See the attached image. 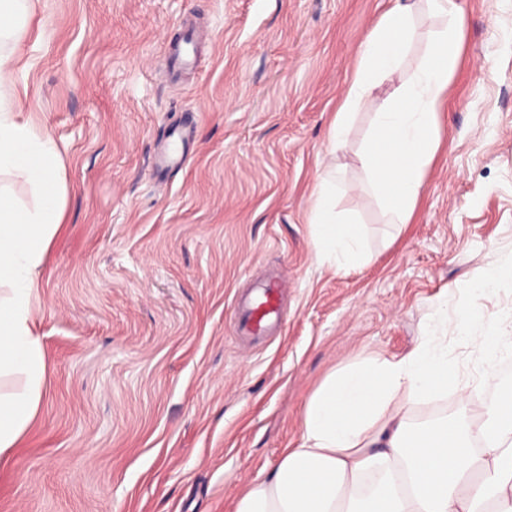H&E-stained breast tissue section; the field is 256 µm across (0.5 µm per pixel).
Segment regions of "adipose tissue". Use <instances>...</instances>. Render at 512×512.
<instances>
[{
	"label": "adipose tissue",
	"instance_id": "ef3b65f1",
	"mask_svg": "<svg viewBox=\"0 0 512 512\" xmlns=\"http://www.w3.org/2000/svg\"><path fill=\"white\" fill-rule=\"evenodd\" d=\"M30 0H0V175L26 178L37 190L26 206L0 186V377L20 374L22 391L0 394V461H7L38 411L46 366L33 329L31 293L59 232L60 154L50 134L21 119L13 86L17 44ZM415 34L412 0L390 6L361 44L330 127L345 142L350 109L379 79L397 71ZM343 190L333 174L316 186L311 222L318 255L336 271L366 262L361 227L336 211ZM477 303L449 315L437 304L415 348L400 358L368 359L330 373L308 399L299 443L272 474L251 483L235 512H512V384H499L475 428L440 419L413 428L411 404L440 396L456 381L439 329L469 335ZM512 323L484 327L473 342L479 381L498 382V360L512 354Z\"/></svg>",
	"mask_w": 512,
	"mask_h": 512
}]
</instances>
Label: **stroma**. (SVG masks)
I'll return each mask as SVG.
<instances>
[{"label": "stroma", "mask_w": 512, "mask_h": 512, "mask_svg": "<svg viewBox=\"0 0 512 512\" xmlns=\"http://www.w3.org/2000/svg\"><path fill=\"white\" fill-rule=\"evenodd\" d=\"M459 56L440 148L410 223L361 185L372 117L446 20L419 10L402 69L330 124L386 0H35L18 45L22 117L62 159L64 225L31 313L46 361L38 412L6 463L0 512H235L300 439L332 371L400 357L439 297L512 251V0H457ZM204 33L195 74L167 75L180 22ZM194 114L181 169L152 178L168 131ZM335 172L368 260L336 272L310 224ZM281 285L279 330L236 331L237 298ZM458 381L413 423L479 422L478 350L448 333Z\"/></svg>", "instance_id": "1"}]
</instances>
